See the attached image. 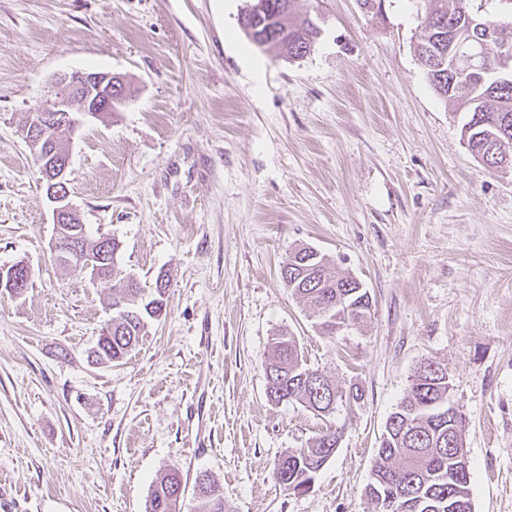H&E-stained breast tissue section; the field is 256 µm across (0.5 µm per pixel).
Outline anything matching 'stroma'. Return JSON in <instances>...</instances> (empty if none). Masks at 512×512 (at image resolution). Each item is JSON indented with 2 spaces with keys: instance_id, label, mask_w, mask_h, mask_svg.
I'll return each instance as SVG.
<instances>
[{
  "instance_id": "35a3bbf8",
  "label": "stroma",
  "mask_w": 512,
  "mask_h": 512,
  "mask_svg": "<svg viewBox=\"0 0 512 512\" xmlns=\"http://www.w3.org/2000/svg\"><path fill=\"white\" fill-rule=\"evenodd\" d=\"M246 0H0V486L11 512H145L154 483L224 488L225 512H376L385 423L416 368L447 364L473 512H512V170L475 160L415 54L423 0H298L321 29L289 60L239 26ZM124 76L128 99L68 145L70 201L120 241L167 315L112 367L88 357L109 286L55 264L52 204L22 135L58 73ZM307 245L369 291L367 326H314L280 266ZM279 330L362 399L321 416L266 395ZM314 487L280 456L326 427ZM14 265H19L16 263ZM31 269L28 267L10 266L0 269V289L6 290L12 296L18 297L23 295L24 288L28 283ZM30 282L28 283L29 287ZM4 288V289H3Z\"/></svg>"
}]
</instances>
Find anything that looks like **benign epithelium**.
Wrapping results in <instances>:
<instances>
[{"label": "benign epithelium", "instance_id": "7a95c632", "mask_svg": "<svg viewBox=\"0 0 512 512\" xmlns=\"http://www.w3.org/2000/svg\"><path fill=\"white\" fill-rule=\"evenodd\" d=\"M495 72L506 78L512 74V46L501 43ZM125 85L122 76L110 72L58 73L49 84V98L32 110L24 129V137L34 152L47 165L42 168L46 196L53 203L55 234L51 242L54 260L59 265L79 263L92 282L102 279L105 270L112 269V244L103 242L93 252L80 251L82 240L72 234L75 214L69 202V155L59 150L57 140L50 136L56 127L67 129L73 136L87 116L108 114L123 103ZM31 269L10 266L0 269V289L11 295H23Z\"/></svg>", "mask_w": 512, "mask_h": 512}]
</instances>
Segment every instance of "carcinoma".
I'll list each match as a JSON object with an SVG mask.
<instances>
[{
  "instance_id": "cac0c4a2",
  "label": "carcinoma",
  "mask_w": 512,
  "mask_h": 512,
  "mask_svg": "<svg viewBox=\"0 0 512 512\" xmlns=\"http://www.w3.org/2000/svg\"><path fill=\"white\" fill-rule=\"evenodd\" d=\"M423 34L416 46L418 60L435 92L462 111L461 139L476 159L490 168H512V83H498L490 73L482 83L461 87L441 79L434 67L452 73L470 57L469 0H424ZM239 22L249 41L265 36V49L288 59L309 54L320 31L314 19L296 8V0H246ZM296 248L283 261L281 276L288 290L316 318L321 331L336 334V326L349 321L361 327L371 317L372 300L367 289L353 288L356 278L339 273L334 263L321 257L305 263ZM117 266L103 280L111 281L112 334L100 333L94 362L110 366L121 362L139 343L148 323L167 312L169 281L145 289L124 281ZM272 357L264 361L268 398L276 403L296 401L319 414H329L343 398L336 384L319 370L307 366L300 346L286 332L273 338ZM433 371L414 373L413 381L385 426L387 438L378 448L379 461L365 494L385 512L384 504H396L395 512H472L470 471L456 467V458L466 454L463 420L448 421L439 410L448 409L451 385L448 366L431 361ZM337 429L328 427L306 447L278 459L274 477L288 490L309 491L326 457L335 452ZM199 512H224V488L212 476L196 477ZM184 492L181 474L172 471L158 481L147 500L146 512H178Z\"/></svg>"
}]
</instances>
